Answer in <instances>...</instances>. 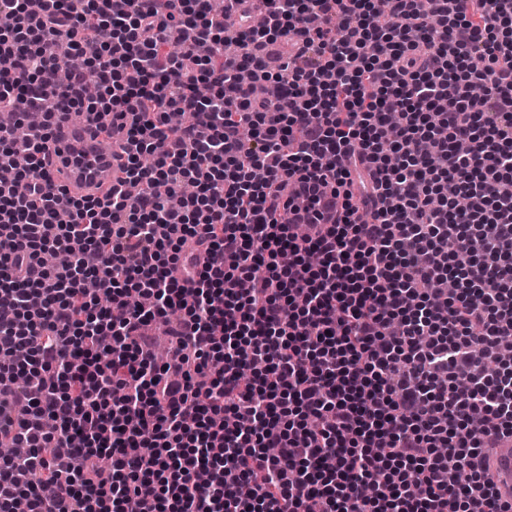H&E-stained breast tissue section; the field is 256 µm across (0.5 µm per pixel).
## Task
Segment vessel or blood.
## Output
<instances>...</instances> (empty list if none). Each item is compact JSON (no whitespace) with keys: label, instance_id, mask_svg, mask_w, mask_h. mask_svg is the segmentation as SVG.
Listing matches in <instances>:
<instances>
[{"label":"vessel or blood","instance_id":"vessel-or-blood-1","mask_svg":"<svg viewBox=\"0 0 512 512\" xmlns=\"http://www.w3.org/2000/svg\"><path fill=\"white\" fill-rule=\"evenodd\" d=\"M124 134L105 132L99 123L58 126L43 158L42 186L73 198H99L123 175ZM494 487L501 499L512 498V442L489 451Z\"/></svg>","mask_w":512,"mask_h":512}]
</instances>
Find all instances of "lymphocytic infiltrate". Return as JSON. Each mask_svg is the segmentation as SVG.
I'll list each match as a JSON object with an SVG mask.
<instances>
[{
    "label": "lymphocytic infiltrate",
    "mask_w": 512,
    "mask_h": 512,
    "mask_svg": "<svg viewBox=\"0 0 512 512\" xmlns=\"http://www.w3.org/2000/svg\"><path fill=\"white\" fill-rule=\"evenodd\" d=\"M430 2L266 0L231 39L211 0H0V512H512V0ZM76 103L135 115L102 199L39 185ZM494 487L502 500L512 497V441L502 448H490Z\"/></svg>",
    "instance_id": "lymphocytic-infiltrate-1"
}]
</instances>
